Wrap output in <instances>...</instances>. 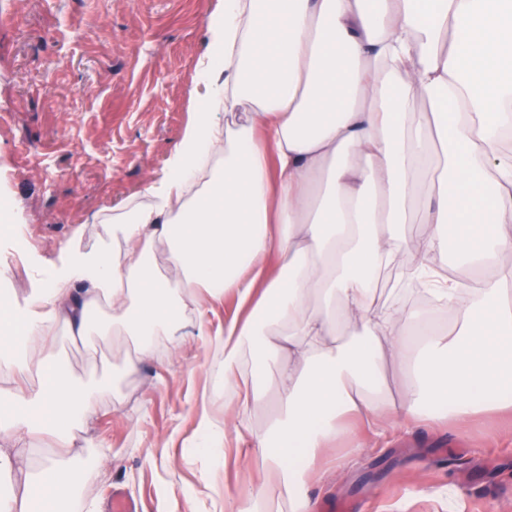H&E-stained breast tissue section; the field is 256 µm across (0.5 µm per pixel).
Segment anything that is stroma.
Returning a JSON list of instances; mask_svg holds the SVG:
<instances>
[{
	"label": "stroma",
	"mask_w": 512,
	"mask_h": 512,
	"mask_svg": "<svg viewBox=\"0 0 512 512\" xmlns=\"http://www.w3.org/2000/svg\"><path fill=\"white\" fill-rule=\"evenodd\" d=\"M218 0H0V292L22 305L72 244L91 249L113 220L160 184L203 105L199 62ZM87 388L106 381L80 451L86 502L112 512L113 493L139 512H237L224 486L265 483L270 512H292L261 457L215 467L198 456L200 414L224 422V357L188 336L125 371L128 340L45 347ZM315 512H512V415L459 424L382 426L322 449L307 475Z\"/></svg>",
	"instance_id": "stroma-1"
}]
</instances>
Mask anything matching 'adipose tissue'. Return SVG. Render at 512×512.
<instances>
[{
    "label": "adipose tissue",
    "instance_id": "adipose-tissue-1",
    "mask_svg": "<svg viewBox=\"0 0 512 512\" xmlns=\"http://www.w3.org/2000/svg\"><path fill=\"white\" fill-rule=\"evenodd\" d=\"M210 26L206 106L151 203L113 224L111 243L66 249L46 285L0 320L11 343L0 376L14 383L0 406V477L16 483L0 491V512H32L38 499L58 512L74 495L77 434L110 388L87 390L35 358L52 330L132 340L133 371L157 342L181 351L199 288L215 300L233 293L237 311L217 328L196 314L197 335L224 350L226 411L223 425L200 420L197 446L248 434L239 458L263 456L298 512L313 509L302 461L351 426L512 409V151L498 139L512 114V0H221ZM413 100L426 107L414 122ZM219 145L224 161L209 165ZM431 173L428 229L406 238L410 185ZM453 230L462 262L482 271L467 283L438 263ZM392 266L458 316L453 333L427 340L417 382L398 400L385 370L404 358L416 313L378 303L376 275ZM105 300L108 323L97 316ZM263 334L242 379L247 343ZM271 365L284 406L257 431L246 415ZM39 440L53 452L37 460Z\"/></svg>",
    "mask_w": 512,
    "mask_h": 512
}]
</instances>
